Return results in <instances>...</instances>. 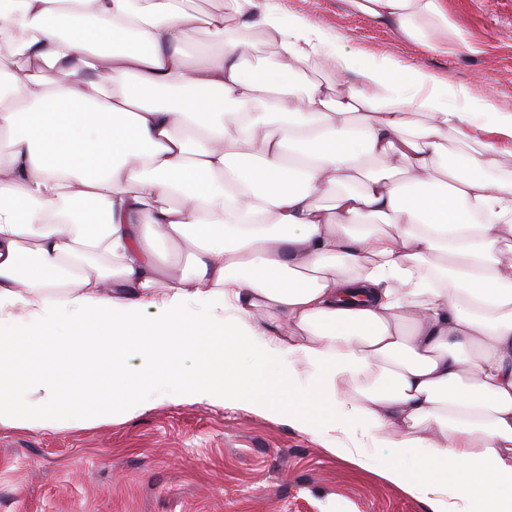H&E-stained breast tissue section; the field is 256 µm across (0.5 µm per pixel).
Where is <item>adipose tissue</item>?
I'll list each match as a JSON object with an SVG mask.
<instances>
[{
  "label": "adipose tissue",
  "mask_w": 512,
  "mask_h": 512,
  "mask_svg": "<svg viewBox=\"0 0 512 512\" xmlns=\"http://www.w3.org/2000/svg\"><path fill=\"white\" fill-rule=\"evenodd\" d=\"M346 2L447 54L448 0ZM231 18L274 66L248 65ZM0 73L22 94L0 99V424L85 417L46 370L63 339L137 381L107 416L158 395L267 409L279 383L336 406L288 415L326 443L357 426L391 449L385 478L431 512H512V111L274 0L203 20L183 0H0ZM229 25L235 30V34L242 40L248 41L253 45V53L251 62L257 63L264 61L265 64L270 62V47L266 44V37L255 30H245L237 28L234 21L230 20Z\"/></svg>",
  "instance_id": "1"
}]
</instances>
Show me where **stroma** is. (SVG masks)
<instances>
[{"mask_svg": "<svg viewBox=\"0 0 512 512\" xmlns=\"http://www.w3.org/2000/svg\"><path fill=\"white\" fill-rule=\"evenodd\" d=\"M281 2L346 49L423 66L512 110V0H448L464 41L445 55L345 0ZM336 444L265 411L165 399L58 430L1 424L0 512H430L382 476L390 449L362 431H337Z\"/></svg>", "mask_w": 512, "mask_h": 512, "instance_id": "stroma-1", "label": "stroma"}]
</instances>
